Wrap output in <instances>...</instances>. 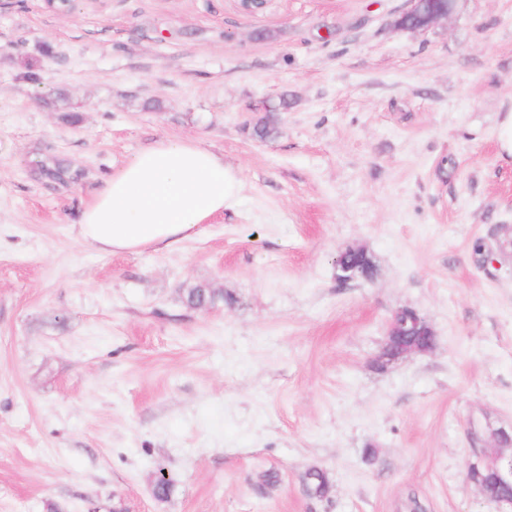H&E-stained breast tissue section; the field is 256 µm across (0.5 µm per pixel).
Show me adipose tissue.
Here are the masks:
<instances>
[{
  "mask_svg": "<svg viewBox=\"0 0 512 512\" xmlns=\"http://www.w3.org/2000/svg\"><path fill=\"white\" fill-rule=\"evenodd\" d=\"M233 188L223 158L210 149L193 140H160L85 205L79 237L109 254L169 247L223 212Z\"/></svg>",
  "mask_w": 512,
  "mask_h": 512,
  "instance_id": "ef3b65f1",
  "label": "adipose tissue"
}]
</instances>
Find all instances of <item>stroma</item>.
<instances>
[{"instance_id": "stroma-1", "label": "stroma", "mask_w": 512, "mask_h": 512, "mask_svg": "<svg viewBox=\"0 0 512 512\" xmlns=\"http://www.w3.org/2000/svg\"><path fill=\"white\" fill-rule=\"evenodd\" d=\"M405 9H0V512H405L412 496L498 512L465 468L472 427H512V159L495 140L512 0H458L425 32L398 26ZM159 138L223 155V213L172 248L82 243L84 205ZM358 246L376 274L339 284ZM193 284L218 301L189 305ZM404 307L437 347L377 367Z\"/></svg>"}]
</instances>
